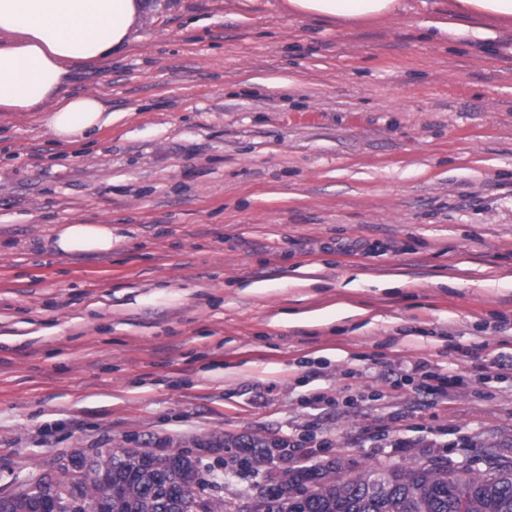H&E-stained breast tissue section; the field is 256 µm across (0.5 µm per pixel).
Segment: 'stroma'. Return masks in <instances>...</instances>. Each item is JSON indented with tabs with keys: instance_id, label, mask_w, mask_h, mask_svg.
I'll return each instance as SVG.
<instances>
[{
	"instance_id": "1",
	"label": "stroma",
	"mask_w": 512,
	"mask_h": 512,
	"mask_svg": "<svg viewBox=\"0 0 512 512\" xmlns=\"http://www.w3.org/2000/svg\"><path fill=\"white\" fill-rule=\"evenodd\" d=\"M403 2L320 22L154 0L72 70L112 114L89 144L0 112V493L152 448L244 501L228 436L355 475L512 435V367L487 355H512V28L441 33L448 0ZM76 221L111 251L54 250ZM339 301L366 316L297 319Z\"/></svg>"
}]
</instances>
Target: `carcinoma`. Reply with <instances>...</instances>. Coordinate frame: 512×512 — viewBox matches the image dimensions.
<instances>
[{"label":"carcinoma","instance_id":"cac0c4a2","mask_svg":"<svg viewBox=\"0 0 512 512\" xmlns=\"http://www.w3.org/2000/svg\"><path fill=\"white\" fill-rule=\"evenodd\" d=\"M236 448L234 461L245 470L273 478L277 463L293 451L279 437L241 435L224 440ZM490 468L466 469L444 464L369 467L345 477L331 462L325 466H290L286 479L256 492L241 512H512V458L484 450ZM382 471L390 490L370 495L363 485ZM207 484L199 458L188 451L158 453L152 448H123L101 456L95 476L79 488L88 508L97 512H226L224 501L196 497ZM40 501L19 492L0 499V512H38Z\"/></svg>","mask_w":512,"mask_h":512}]
</instances>
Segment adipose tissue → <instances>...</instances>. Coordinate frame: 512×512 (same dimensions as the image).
I'll use <instances>...</instances> for the list:
<instances>
[{
  "mask_svg": "<svg viewBox=\"0 0 512 512\" xmlns=\"http://www.w3.org/2000/svg\"><path fill=\"white\" fill-rule=\"evenodd\" d=\"M289 12L323 21L378 20L400 0H287ZM453 18L512 22V0H452ZM148 0H0V112H31L59 142L95 136L109 121L98 96H72L64 86L72 67L99 60L127 44L149 14ZM62 253L108 252L112 227L73 223L55 229Z\"/></svg>",
  "mask_w": 512,
  "mask_h": 512,
  "instance_id": "obj_1",
  "label": "adipose tissue"
}]
</instances>
